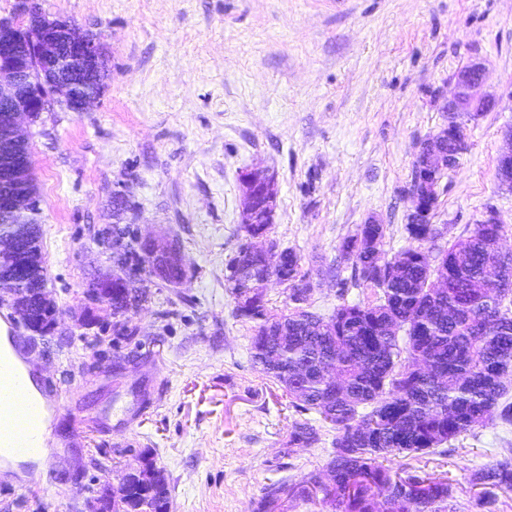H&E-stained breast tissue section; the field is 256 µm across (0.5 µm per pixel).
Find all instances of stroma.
Listing matches in <instances>:
<instances>
[{"instance_id": "obj_1", "label": "stroma", "mask_w": 512, "mask_h": 512, "mask_svg": "<svg viewBox=\"0 0 512 512\" xmlns=\"http://www.w3.org/2000/svg\"><path fill=\"white\" fill-rule=\"evenodd\" d=\"M37 3L95 36L104 89L88 111L55 104L25 126L46 291L61 315L31 356L40 382L57 386L58 411L37 465L0 472V512H84L104 475L147 460L165 473L169 512H258L271 486L281 493L268 512H332L321 487L336 430L295 412L252 361L253 322L233 314L239 177L274 176L268 237L300 257L310 311L373 302L370 288L339 294L352 275L340 245L374 218L385 257L410 246L413 162L447 124L456 73L479 60L500 105L464 126L468 149L440 182L433 223L444 247L492 207L512 249V194L496 181L512 128V0ZM121 201L130 212L118 213ZM119 222L178 240L187 270L176 291L135 273L147 300L127 314L126 336L106 308L97 327L77 323L84 291L112 272L97 231ZM298 419L318 443L289 447ZM510 449L512 425L494 421L436 453L380 462L447 480L450 512H476L472 473Z\"/></svg>"}]
</instances>
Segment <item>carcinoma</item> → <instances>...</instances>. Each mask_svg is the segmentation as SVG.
<instances>
[{"label": "carcinoma", "instance_id": "cac0c4a2", "mask_svg": "<svg viewBox=\"0 0 512 512\" xmlns=\"http://www.w3.org/2000/svg\"><path fill=\"white\" fill-rule=\"evenodd\" d=\"M417 242L388 259L380 250L383 224H361L341 252L352 262L354 286L380 293L375 305L343 303L324 319L296 307L271 318L264 297L246 301L236 270L258 263L249 244L239 246L228 268L227 287L238 298L235 316L256 322L251 339L254 364L277 382L298 412L314 410L336 428L324 487L333 512H448L451 490L421 470L395 481L377 458L388 453L426 454L492 419L512 424L505 379L512 375V289L486 305L484 285L498 257L500 224H478L465 239L432 256L423 248L440 233L432 224H405ZM113 247L122 269L158 272L161 286L177 288L185 268L151 257L127 228L117 229ZM275 275L288 277L289 299L308 302L311 284L300 258L283 249ZM443 278L446 288L432 283ZM112 300L113 331L127 332L130 288L123 277L99 281ZM405 338L399 339V332ZM424 363L430 374L416 366ZM319 441L307 422L292 424L288 446L308 448ZM428 483L424 492L415 485ZM475 484L512 490V454L471 474ZM169 485L163 473L145 481L125 479L114 512H168Z\"/></svg>", "mask_w": 512, "mask_h": 512}]
</instances>
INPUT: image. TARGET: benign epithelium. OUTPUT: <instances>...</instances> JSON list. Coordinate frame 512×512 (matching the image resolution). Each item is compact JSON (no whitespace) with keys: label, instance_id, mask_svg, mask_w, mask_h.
Returning <instances> with one entry per match:
<instances>
[{"label":"benign epithelium","instance_id":"7a95c632","mask_svg":"<svg viewBox=\"0 0 512 512\" xmlns=\"http://www.w3.org/2000/svg\"><path fill=\"white\" fill-rule=\"evenodd\" d=\"M69 28L67 21H46L39 35L31 40L34 50L24 54L20 51L26 46L22 28L11 19H0V179L5 186L0 194V219L3 220L0 224V303L9 304L19 322L39 335L57 331L59 313L44 288L39 289L37 296L42 316L35 315L34 306L29 302L31 289L37 287L39 265L36 241L23 220L33 214L35 202L26 190L31 161L15 153V147L28 144L21 123L44 111L50 96H58V101L71 112L87 111L99 96L95 87L101 61L99 45L89 37L69 39ZM485 83L486 68L481 62H472L457 73L454 92L444 99L442 106V111L448 113V125L429 137V141L451 136L471 119L495 111L498 100L484 91ZM506 137L509 144L498 158L496 179L500 188L512 191V128L506 132ZM453 145L454 150L448 151V160H443L439 151L432 150L426 155L423 167L445 174L467 148L464 134H459ZM240 182L242 223H274L276 193L272 178L263 172L247 170L242 173ZM439 184L438 178L411 180L409 194L414 208L408 214V221L428 223L433 207L427 200L438 201ZM139 240L150 244L158 256L181 258L177 245L167 238L149 235ZM257 252L264 271L256 273L249 267L238 271V277L250 288L261 287L280 264L278 260L271 261L273 255L281 257L273 242L257 248ZM84 301V319L100 307L109 306L107 297L94 288L85 292ZM116 493L112 478H103L95 495L86 502L87 512H112Z\"/></svg>","mask_w":512,"mask_h":512}]
</instances>
